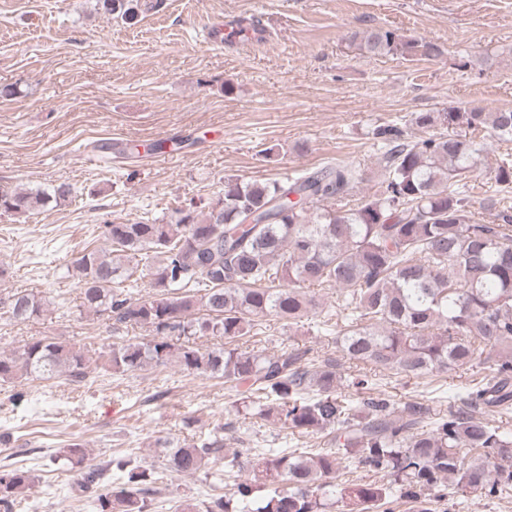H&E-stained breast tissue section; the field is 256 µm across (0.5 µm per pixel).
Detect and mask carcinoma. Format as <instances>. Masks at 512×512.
<instances>
[{
  "instance_id": "1",
  "label": "carcinoma",
  "mask_w": 512,
  "mask_h": 512,
  "mask_svg": "<svg viewBox=\"0 0 512 512\" xmlns=\"http://www.w3.org/2000/svg\"><path fill=\"white\" fill-rule=\"evenodd\" d=\"M122 20L159 8L162 0H96ZM366 54L412 56L415 39L384 27L353 36ZM411 135L397 124L373 129L381 152L379 189L353 206L362 174L338 163L264 182L224 180L217 200L190 199L165 223L147 219L107 225L104 247L76 260L83 310L124 327L144 328L146 341L114 344L96 358L80 347L44 337L0 354V382L86 376L99 362L114 374L148 366H176L188 374L219 377L237 396V412L295 435L325 434L318 454L298 448H261L243 457L224 438L171 445L156 441L166 470L193 476L211 459L247 478L230 497L214 496L205 510L181 512H438L448 487L482 498L512 496V206L490 221L475 218L471 173L488 158L485 137L512 142V109L450 106L415 112ZM512 188V153L499 155L487 191ZM72 196L70 184L47 190L0 192V215L53 209ZM153 295L133 298L137 269ZM336 289L344 311L336 344L357 373L339 393L336 365L312 368L309 350L267 354L243 339L259 320L275 315L292 325L318 308L312 287ZM1 305L30 319L45 299L19 291ZM224 340L207 349L198 337ZM492 375L448 395V411L420 403L400 405L377 391L387 374L409 378L464 370L474 362ZM79 443L67 461L79 468L77 485L92 491L96 512H146L159 472L130 459L104 467L84 464ZM354 465L383 474L382 485L336 482ZM33 487L22 468L0 470V509Z\"/></svg>"
}]
</instances>
